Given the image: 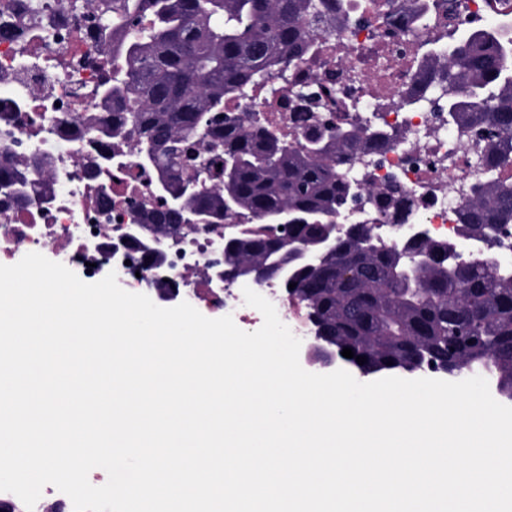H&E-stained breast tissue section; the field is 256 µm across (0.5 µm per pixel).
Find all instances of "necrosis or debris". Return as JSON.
Instances as JSON below:
<instances>
[{
	"label": "necrosis or debris",
	"mask_w": 512,
	"mask_h": 512,
	"mask_svg": "<svg viewBox=\"0 0 512 512\" xmlns=\"http://www.w3.org/2000/svg\"><path fill=\"white\" fill-rule=\"evenodd\" d=\"M412 7L411 0H392L388 11L379 12L368 0H344L354 20L345 36H329L331 50L311 64L280 66L277 95L258 94L239 108L268 111L288 134V95L295 80L336 92L338 122L368 118L400 138L377 156L355 160L351 173L376 186L398 177L415 198V223L435 239L452 240L456 213L479 176L478 148L449 126L447 113L405 102L418 79L416 46L404 34ZM22 19L34 20L44 36L0 38V150L14 155L36 188L27 202L0 191V258L48 254L86 279L113 272L127 291L152 297L162 289L175 302L232 316L235 323H262L240 288L205 273L208 263L224 258L223 225L180 226L161 266H147L133 245H120L137 210L156 202L153 176L136 165L130 149L119 153L123 167L113 177L86 174L110 149L109 142L90 141L85 133L88 122L112 119L111 107L90 100L101 46L87 35L82 15L57 9L56 0H0V26L13 28Z\"/></svg>",
	"instance_id": "4bbe7bcc"
}]
</instances>
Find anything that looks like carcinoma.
<instances>
[{"label": "carcinoma", "mask_w": 512, "mask_h": 512, "mask_svg": "<svg viewBox=\"0 0 512 512\" xmlns=\"http://www.w3.org/2000/svg\"><path fill=\"white\" fill-rule=\"evenodd\" d=\"M85 14L89 33L101 39L102 79L92 101L112 105L110 125H91L98 138L128 140L136 158L151 152V172L177 190L197 183L188 211L156 208L143 223L165 232L189 212L207 210L216 223L238 221L224 260L254 269L275 251L293 274L277 285L303 309L308 323L330 336L337 354L363 376L414 373L420 357L453 375L485 367L495 392L512 401V264L480 256L461 263L448 243L427 237L366 248L361 239L378 224L401 216L411 196L397 180L383 187L343 171L353 156L380 152L391 138L373 125L326 121L317 115L332 92H294L291 122L311 128L290 139L270 120L249 123L229 103L272 86L282 63L315 54L342 0H123L111 17L95 0H60ZM448 95H440V90ZM423 106L444 105L448 125L488 143L478 158L480 178L458 210V235L494 247L512 226V37L463 29L444 48H427L416 95ZM237 167L225 180L224 158ZM14 159L0 154V190L15 192ZM236 199L224 216V196ZM363 201L373 223L340 236L336 251L310 265L297 253L311 250L349 208ZM288 212L291 246L266 233L267 214ZM296 287L288 289V284ZM367 362L359 365L356 357ZM393 365H387V362Z\"/></svg>", "instance_id": "obj_1"}]
</instances>
